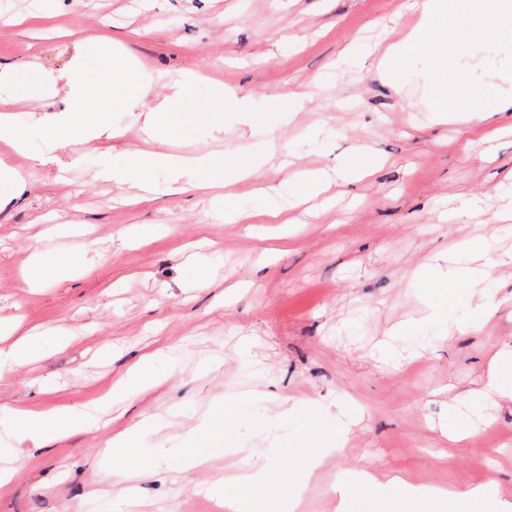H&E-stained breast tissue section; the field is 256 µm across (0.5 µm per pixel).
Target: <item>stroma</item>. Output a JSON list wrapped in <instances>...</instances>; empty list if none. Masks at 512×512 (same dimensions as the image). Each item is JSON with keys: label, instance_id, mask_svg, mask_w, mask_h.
<instances>
[{"label": "stroma", "instance_id": "1", "mask_svg": "<svg viewBox=\"0 0 512 512\" xmlns=\"http://www.w3.org/2000/svg\"><path fill=\"white\" fill-rule=\"evenodd\" d=\"M403 0H0V67L34 63L52 78L79 66L88 82L112 63L152 80L142 107L112 96L118 138L63 142L50 130L48 97L0 103L27 136L26 153L0 141V164L26 181L0 192V329L32 330L24 362L0 370V407L50 412L85 405L158 348L167 381L117 399L102 424L38 441L0 432L17 455L0 485V512H217L225 498L277 512L283 489L248 493L236 483L255 448L281 469L309 424L321 461L295 512H336L339 476L367 470L383 488L356 504L384 512L394 476L413 486L482 485V512L512 502V399L487 403L491 361L512 354V237L491 234L503 206L497 187L512 170V133L480 157L471 121H432L433 59L415 51L400 87L378 71L389 45L417 19ZM358 72L323 78L341 53ZM512 44L468 41L457 73L480 89ZM197 73L193 110L214 104L215 83L249 95L255 125L225 113L219 123L185 120L186 137L148 138L146 109L170 96L168 80ZM305 92L301 112L288 96ZM379 162L369 177L329 186L327 206L299 202L283 219L266 188L312 169L333 170L354 146ZM263 166L228 193L252 211L253 231L225 223L209 174L158 172L155 193L103 179L132 150L183 156L265 154ZM49 159L34 165L33 156ZM471 193L485 212L448 210ZM58 224L79 227L60 236ZM479 243L496 306L478 331L455 322L476 314L477 296L455 282L448 249ZM79 256L71 280L28 287L34 251ZM358 413L342 447L344 407ZM139 426L127 470L112 471L113 437ZM203 465L178 472L184 452Z\"/></svg>", "mask_w": 512, "mask_h": 512}]
</instances>
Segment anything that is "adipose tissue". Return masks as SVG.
I'll use <instances>...</instances> for the list:
<instances>
[{"label": "adipose tissue", "instance_id": "1", "mask_svg": "<svg viewBox=\"0 0 512 512\" xmlns=\"http://www.w3.org/2000/svg\"><path fill=\"white\" fill-rule=\"evenodd\" d=\"M448 2L410 0L408 5L409 10L418 16L421 30L442 31L447 35L444 42L431 50L435 65L431 71L430 90L440 104L438 118L445 121L462 115L483 124L494 116L512 112V95H504L500 86L501 81L512 80V59L501 62L493 79L486 81L477 93L472 92L454 70L457 49L463 41L476 37L490 44L512 42V0H456L457 5L453 8ZM60 79L66 91L52 127L54 135L63 141L84 143L99 138L111 107L113 69H106L101 74L100 88L96 91L88 86L81 70H68L61 73ZM262 164V159L257 157L189 158L135 151L114 164L104 177L120 183L130 182L141 191L149 192L154 188L150 174L161 168H209L214 171L216 181L232 183L248 178ZM74 266L73 257L38 252L32 257L26 282L32 288L60 282L70 276ZM94 425L90 412L75 406L65 408L52 417L0 407V428H21L35 437L51 430H86Z\"/></svg>", "mask_w": 512, "mask_h": 512}]
</instances>
